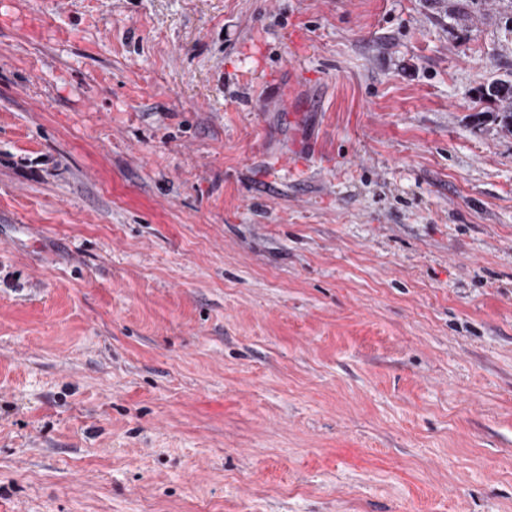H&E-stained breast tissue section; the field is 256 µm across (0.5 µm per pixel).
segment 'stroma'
I'll list each match as a JSON object with an SVG mask.
<instances>
[{"instance_id":"stroma-1","label":"stroma","mask_w":512,"mask_h":512,"mask_svg":"<svg viewBox=\"0 0 512 512\" xmlns=\"http://www.w3.org/2000/svg\"><path fill=\"white\" fill-rule=\"evenodd\" d=\"M512 0H0V512H512ZM483 94L498 103L501 119L512 128V81L494 82L483 91Z\"/></svg>"}]
</instances>
